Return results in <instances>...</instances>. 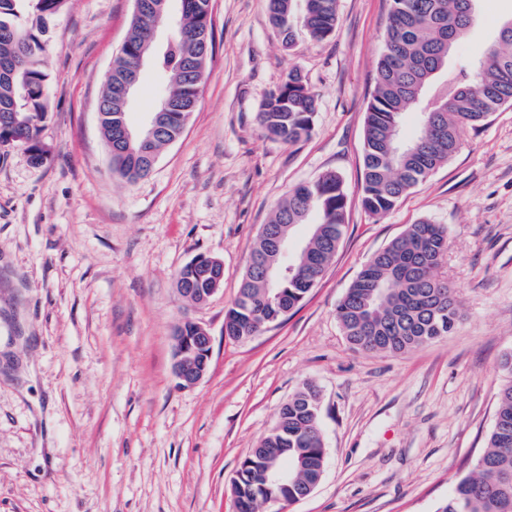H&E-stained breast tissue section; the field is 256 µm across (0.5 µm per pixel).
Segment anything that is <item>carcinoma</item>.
<instances>
[{"instance_id": "cac0c4a2", "label": "carcinoma", "mask_w": 512, "mask_h": 512, "mask_svg": "<svg viewBox=\"0 0 512 512\" xmlns=\"http://www.w3.org/2000/svg\"><path fill=\"white\" fill-rule=\"evenodd\" d=\"M180 19L171 39L153 44L150 66L165 80L162 96L198 100L207 59L195 40L198 30L212 24L210 0H179ZM269 16L291 48L297 28L314 39L336 29V0H274ZM477 0H392L385 46L378 61L372 100L364 127L362 205L372 215L390 211L412 188L447 163L461 145L464 128L486 121L500 108L512 105V27L499 28L495 41L468 67L448 65L453 51L475 24ZM66 0H0V145L25 146L31 163L41 165L42 122L48 107L49 74L45 69L44 36L48 22ZM167 22L150 13L131 23L123 51L112 62L100 96L106 145L118 137L127 112L113 109L124 75L139 62V52L151 30ZM301 80L292 70L271 95L258 120L276 139L296 144L312 131L316 109L310 90L300 92ZM418 125L408 141L401 139L405 115ZM112 171L130 183L147 175L143 159L129 153L110 158ZM346 195L339 175L327 172L296 185L266 224H308L310 231L295 254L297 275L280 285L282 302L293 309L306 297L331 264L344 233ZM448 249V230L427 221L409 225L404 233L376 252L364 265L336 307L344 335L364 351L403 352L453 330L459 319L456 288L440 276ZM259 273L244 275L239 295L227 310L224 327L231 336H253L281 317L275 291L265 292ZM502 383L497 393L495 420L486 448L470 472L454 485L436 512H512V351L497 366ZM319 392L304 384L281 407L288 446L272 431L237 473L240 512H263L273 501H296L312 481L311 466L325 447L319 425ZM292 468V489L258 488L264 461Z\"/></svg>"}]
</instances>
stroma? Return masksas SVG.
Masks as SVG:
<instances>
[{
	"label": "stroma",
	"mask_w": 512,
	"mask_h": 512,
	"mask_svg": "<svg viewBox=\"0 0 512 512\" xmlns=\"http://www.w3.org/2000/svg\"><path fill=\"white\" fill-rule=\"evenodd\" d=\"M338 24L284 48L267 0H213L214 51L195 112L153 171L113 173L97 117L134 0H67L49 25L48 161H0V512H237L231 481L304 383L320 392L326 472L284 512H436L494 422L512 350V106L465 128L456 155L386 214L361 206L366 112L391 0H338ZM512 18L479 0L455 56L475 60ZM299 71L313 129L288 145L258 123ZM337 172L346 228L332 264L257 335L224 332L260 229L297 184ZM448 229L458 291L448 335L401 352L346 339L336 306L408 225ZM222 261L221 290L184 300L176 273ZM203 325L210 368L172 373L175 328Z\"/></svg>",
	"instance_id": "obj_1"
}]
</instances>
